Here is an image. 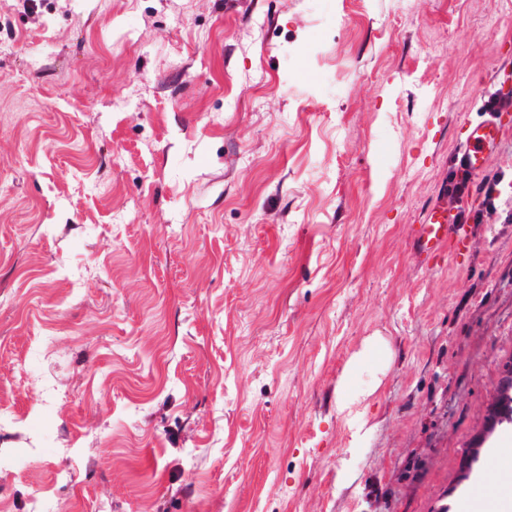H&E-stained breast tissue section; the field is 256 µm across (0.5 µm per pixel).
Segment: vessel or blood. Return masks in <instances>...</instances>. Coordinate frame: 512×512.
<instances>
[{
  "label": "vessel or blood",
  "instance_id": "1",
  "mask_svg": "<svg viewBox=\"0 0 512 512\" xmlns=\"http://www.w3.org/2000/svg\"><path fill=\"white\" fill-rule=\"evenodd\" d=\"M506 129L503 116L498 112L470 123L462 144V165L474 173L484 172ZM411 237L418 259L425 266L437 263L445 251L459 252L468 247L455 213L443 202L431 204L426 209L421 223L412 225Z\"/></svg>",
  "mask_w": 512,
  "mask_h": 512
}]
</instances>
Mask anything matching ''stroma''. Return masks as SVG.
Here are the masks:
<instances>
[{
	"label": "stroma",
	"mask_w": 512,
	"mask_h": 512,
	"mask_svg": "<svg viewBox=\"0 0 512 512\" xmlns=\"http://www.w3.org/2000/svg\"><path fill=\"white\" fill-rule=\"evenodd\" d=\"M509 66L512 0H0V512H464L512 211L410 227ZM411 237L420 263L429 267L448 251L467 250L468 241L456 224V214L441 202L431 204L421 224H412ZM386 352L387 341L383 336H368L364 340L361 348L349 359L347 368L348 370H351L363 364L372 362L377 367V371L383 374L386 367ZM375 389L376 387L366 390L346 391L337 401L338 413L345 418L362 423L359 419V409L373 395Z\"/></svg>",
	"instance_id": "1"
}]
</instances>
